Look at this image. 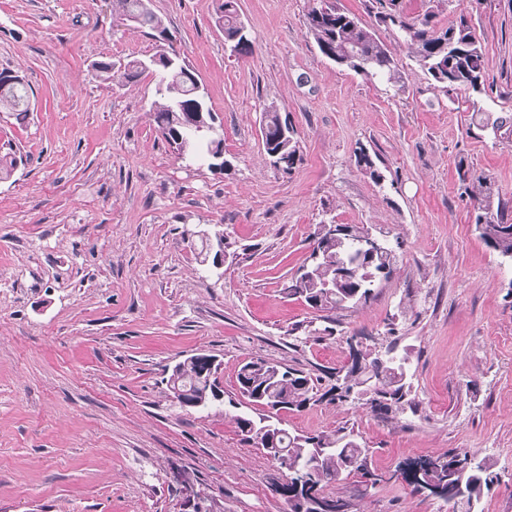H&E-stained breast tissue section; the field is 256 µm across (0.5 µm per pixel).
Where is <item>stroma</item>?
I'll return each instance as SVG.
<instances>
[{"label": "stroma", "mask_w": 512, "mask_h": 512, "mask_svg": "<svg viewBox=\"0 0 512 512\" xmlns=\"http://www.w3.org/2000/svg\"><path fill=\"white\" fill-rule=\"evenodd\" d=\"M387 45L400 89L323 56L308 0H238L253 52H230L218 0H151L224 130V171L183 157L151 113L156 78L104 82L94 62L153 55L144 30L112 21V0H0V71L28 83L24 120L0 112V153L27 158L0 181V512H286L278 467L223 409L177 405L173 366L215 355L224 397L263 359L323 387L349 342L395 343L410 363L413 408L375 415L323 400L283 414L295 433L353 430L383 480L331 491L351 512H448L412 490L411 461L469 450L499 477L479 512H512V262L486 246L465 188L490 179L512 218V0H333ZM436 26L467 14L486 48L488 89L440 88L381 15ZM296 128L302 161L275 169L262 113ZM366 150L384 175L356 162ZM356 224L398 244L372 298L328 318L284 287L319 224ZM224 233V267L199 239ZM331 325L333 335L310 334ZM298 328V337L289 329Z\"/></svg>", "instance_id": "obj_1"}]
</instances>
